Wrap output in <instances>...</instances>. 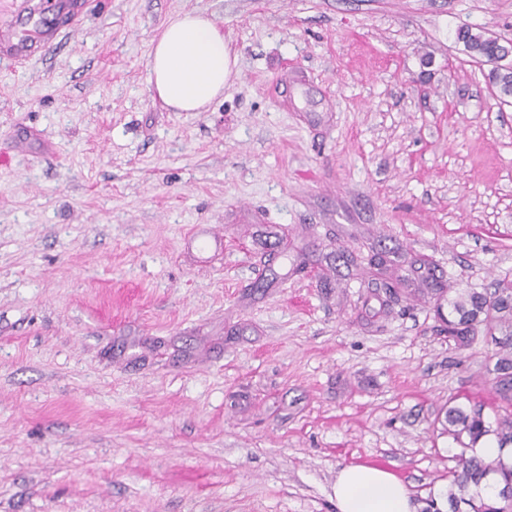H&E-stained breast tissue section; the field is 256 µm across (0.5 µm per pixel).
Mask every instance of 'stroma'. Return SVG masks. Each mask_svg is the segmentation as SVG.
Masks as SVG:
<instances>
[{
	"label": "stroma",
	"instance_id": "35a3bbf8",
	"mask_svg": "<svg viewBox=\"0 0 512 512\" xmlns=\"http://www.w3.org/2000/svg\"><path fill=\"white\" fill-rule=\"evenodd\" d=\"M82 2L0 62V512H337L351 464L423 505L447 408L501 404L436 308L512 282V100L455 40L512 48V0ZM193 10L240 73L176 112ZM152 43L150 85L176 112H204L237 73V56L203 12L169 18ZM455 40L462 44L464 51L471 57L482 62L488 61L492 56L504 58L509 50L506 46L499 43L497 37L486 36L481 33H474L469 26H460L455 31Z\"/></svg>",
	"mask_w": 512,
	"mask_h": 512
}]
</instances>
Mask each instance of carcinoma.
Returning a JSON list of instances; mask_svg holds the SVG:
<instances>
[{
	"label": "carcinoma",
	"instance_id": "cac0c4a2",
	"mask_svg": "<svg viewBox=\"0 0 512 512\" xmlns=\"http://www.w3.org/2000/svg\"><path fill=\"white\" fill-rule=\"evenodd\" d=\"M455 40L471 57L482 62L509 53L497 38L475 33L469 26L458 27ZM489 82L500 95L512 96V67L492 69ZM450 305L458 318L448 320V339L454 341L458 349L466 350L474 341L477 326L482 325L490 332L498 330L501 336L495 338L498 352L493 372L504 374L512 370V289L500 288L490 296L473 293L469 303L452 301ZM511 385L512 379L496 381L497 393L506 407L493 424L487 422L480 411L461 405L450 406L445 413L448 434L460 445L455 467L448 476V512H512V495H506V490H512V464L502 459L485 462L471 454L484 435H494L503 446L512 444V394H508ZM490 474L498 476L502 488L496 496L485 498L476 488Z\"/></svg>",
	"mask_w": 512,
	"mask_h": 512
}]
</instances>
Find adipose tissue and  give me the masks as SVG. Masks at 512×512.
I'll list each match as a JSON object with an SVG mask.
<instances>
[{
  "label": "adipose tissue",
  "mask_w": 512,
  "mask_h": 512,
  "mask_svg": "<svg viewBox=\"0 0 512 512\" xmlns=\"http://www.w3.org/2000/svg\"><path fill=\"white\" fill-rule=\"evenodd\" d=\"M149 82L177 112H202L224 92L236 72L223 33L204 13L169 18L149 53ZM338 512H413L405 483L388 470L354 464L342 468L333 488Z\"/></svg>",
  "instance_id": "1"
}]
</instances>
